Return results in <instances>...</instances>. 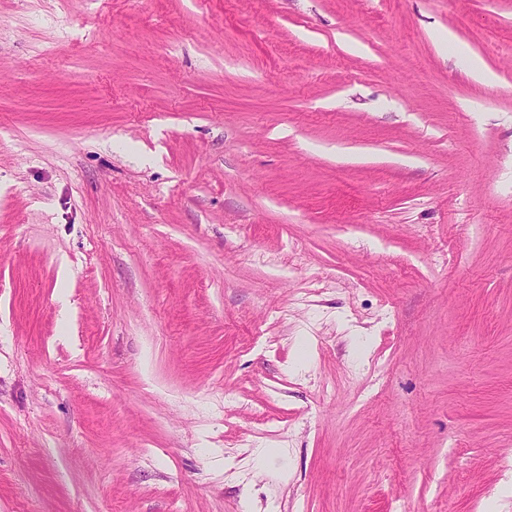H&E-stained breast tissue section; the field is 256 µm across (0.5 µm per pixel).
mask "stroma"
<instances>
[{"mask_svg": "<svg viewBox=\"0 0 512 512\" xmlns=\"http://www.w3.org/2000/svg\"><path fill=\"white\" fill-rule=\"evenodd\" d=\"M511 479L512 0H0V512Z\"/></svg>", "mask_w": 512, "mask_h": 512, "instance_id": "obj_1", "label": "stroma"}]
</instances>
